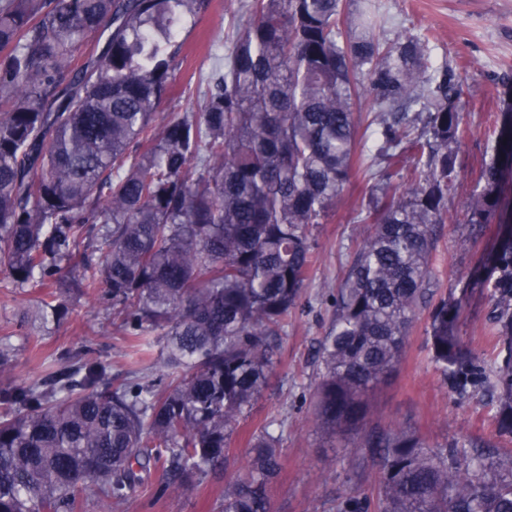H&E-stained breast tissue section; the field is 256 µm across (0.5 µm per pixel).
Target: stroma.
I'll use <instances>...</instances> for the list:
<instances>
[{
	"instance_id": "35a3bbf8",
	"label": "stroma",
	"mask_w": 512,
	"mask_h": 512,
	"mask_svg": "<svg viewBox=\"0 0 512 512\" xmlns=\"http://www.w3.org/2000/svg\"><path fill=\"white\" fill-rule=\"evenodd\" d=\"M242 0H211L209 7L179 29L184 43L182 61L170 89L159 106V119L195 108V88L207 79L210 56L222 52V44L249 20L241 12ZM347 38L357 39L362 30L359 13L370 11L382 18L380 35L394 41L404 34L428 37L431 61L447 67L464 93L458 102L462 124L468 134L459 152L460 177L447 198V219L431 233L436 251L430 287L436 296L462 288L470 279L481 254L496 239V224L484 225L481 234L469 237L465 222L472 196L483 182L482 169L492 154V132L505 113L512 112V0H343ZM379 176L355 173L342 201L326 223L314 225L312 242L316 261L303 294L304 307L296 313L282 340L280 363L251 410L229 450V470L245 462L247 441L262 428L281 434V470L270 489L274 512H336L337 503L351 494L376 498L380 490L379 462L357 439L338 438L316 428L313 422V392L318 379V347L327 333L333 308L325 291L337 287L371 225L359 223L357 215ZM39 289L12 288L0 275V338L8 337L15 366L0 373V388L33 378L55 364L66 350L96 338L97 357L111 365L114 381H121L135 359L130 341L113 333L111 314L85 296L71 294L72 310L64 324L37 326V336L19 333L21 310L35 304ZM428 314L420 312L395 372L368 397L369 424L387 428L395 424L434 445L459 438L490 442L502 456L512 455V440L499 436L495 400L490 391L458 392L446 383L431 362L427 342ZM464 342L493 368L500 358L489 319V305L472 294L461 321ZM355 463L344 471L343 459ZM166 476L156 471L151 486L131 498L121 512H220L224 475L216 473L188 482L177 493L163 489Z\"/></svg>"
}]
</instances>
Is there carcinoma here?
<instances>
[{
    "label": "carcinoma",
    "instance_id": "carcinoma-1",
    "mask_svg": "<svg viewBox=\"0 0 512 512\" xmlns=\"http://www.w3.org/2000/svg\"><path fill=\"white\" fill-rule=\"evenodd\" d=\"M208 0H0V272L20 287L52 283L23 320L67 319L76 290L113 311L137 363L162 331V363L113 385L82 347L40 378L0 389V512H75L96 491L118 512L148 488L220 468L233 435L279 364L282 336L315 261L311 230L343 197L366 152L403 190L370 189L374 225L329 292L319 347L315 426L359 435L383 458L376 504L350 495L336 512H512V458L471 442L431 446L401 427L366 430L367 399L399 364L427 304L431 225L446 219L464 136L462 85L428 63L429 39L381 42L363 24L344 39L342 0H247L250 19L215 55L194 112L157 123L179 65L176 30ZM106 33L82 64L88 38ZM375 90L371 143L358 139L363 80ZM425 115L418 134L404 114ZM512 113L466 222L498 219L497 246L471 287L490 298L505 352L486 370L460 336L467 291L429 312L431 360L456 391L496 394L512 438ZM92 252L79 253L80 246ZM280 437L254 436L225 476L222 512H273Z\"/></svg>",
    "mask_w": 512,
    "mask_h": 512
}]
</instances>
